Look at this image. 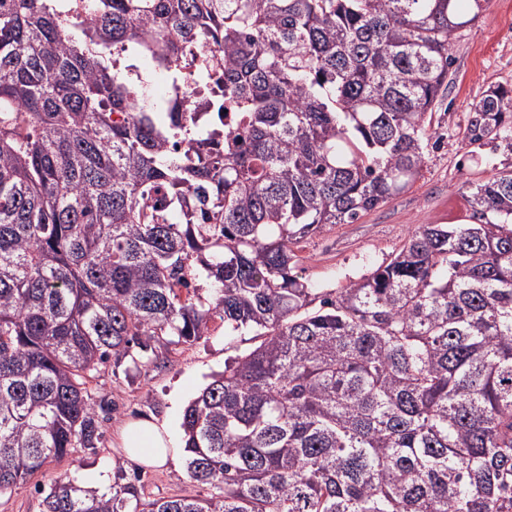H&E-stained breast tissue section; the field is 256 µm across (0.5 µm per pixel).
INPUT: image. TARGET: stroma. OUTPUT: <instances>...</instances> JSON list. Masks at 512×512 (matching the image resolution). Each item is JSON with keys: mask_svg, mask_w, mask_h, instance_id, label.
I'll return each mask as SVG.
<instances>
[{"mask_svg": "<svg viewBox=\"0 0 512 512\" xmlns=\"http://www.w3.org/2000/svg\"><path fill=\"white\" fill-rule=\"evenodd\" d=\"M450 54L448 84L430 127L438 145L427 152L420 179L356 223L332 226L295 245L298 271L313 287L329 292L369 274L388 262L418 225L456 224L468 218L470 182L490 178L502 168L501 152L489 148L471 154L464 129L474 104L490 86L512 88V0H489L480 19L457 33ZM256 344L252 336H228L216 325L191 344L156 342L160 362L142 358L128 370L101 366L90 384L104 407L100 448H79L64 460L47 463L0 496V512H43L44 497L63 474L78 489L99 496L123 493L130 485L143 499L207 494V487L188 479L183 455L160 467L138 465L120 448L118 431L127 421L154 417L168 421L175 441H182L188 403L213 373L223 370L226 359Z\"/></svg>", "mask_w": 512, "mask_h": 512, "instance_id": "obj_1", "label": "stroma"}]
</instances>
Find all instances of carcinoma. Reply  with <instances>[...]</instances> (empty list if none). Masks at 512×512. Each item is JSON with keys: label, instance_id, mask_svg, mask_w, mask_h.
Segmentation results:
<instances>
[{"label": "carcinoma", "instance_id": "obj_1", "mask_svg": "<svg viewBox=\"0 0 512 512\" xmlns=\"http://www.w3.org/2000/svg\"><path fill=\"white\" fill-rule=\"evenodd\" d=\"M72 2L0 0V494L98 448L99 366L218 322L260 343L183 413L216 492L82 497L65 474L45 512H512V168L470 183L472 221L419 225L332 294L292 250L419 179L488 0H90L87 23ZM139 56L220 76L224 143L142 104ZM465 140L512 153V88Z\"/></svg>", "mask_w": 512, "mask_h": 512}]
</instances>
